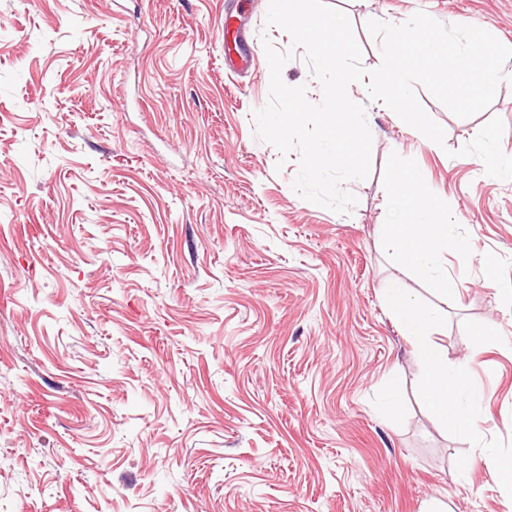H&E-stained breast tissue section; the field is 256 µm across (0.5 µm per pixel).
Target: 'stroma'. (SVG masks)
Wrapping results in <instances>:
<instances>
[{
    "label": "stroma",
    "instance_id": "35a3bbf8",
    "mask_svg": "<svg viewBox=\"0 0 512 512\" xmlns=\"http://www.w3.org/2000/svg\"><path fill=\"white\" fill-rule=\"evenodd\" d=\"M326 2L369 69L368 20L420 10L512 47V0ZM268 4L0 0V512H512L484 464L512 453V180L455 154L496 115L512 156V82L464 119L416 86L441 146L352 86L372 171L338 214L254 133L266 57L228 63L290 46ZM400 174L448 223L447 298L377 246ZM390 279L438 309L480 441L422 409Z\"/></svg>",
    "mask_w": 512,
    "mask_h": 512
}]
</instances>
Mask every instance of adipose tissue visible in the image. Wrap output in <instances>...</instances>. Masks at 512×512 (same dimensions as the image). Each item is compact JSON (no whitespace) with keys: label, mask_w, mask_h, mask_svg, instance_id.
<instances>
[{"label":"adipose tissue","mask_w":512,"mask_h":512,"mask_svg":"<svg viewBox=\"0 0 512 512\" xmlns=\"http://www.w3.org/2000/svg\"><path fill=\"white\" fill-rule=\"evenodd\" d=\"M401 196L413 215L406 224H383L378 229L381 249L411 267L427 280L438 294L448 291V270L444 266L448 251V226L436 219L434 201L415 196L413 177L397 179ZM392 318L405 331L411 350L423 368L422 403L430 416L452 430L468 427L470 410L479 392L467 380L462 369L449 366L448 358L435 340L441 323L438 312L422 306L409 288L397 280L383 290Z\"/></svg>","instance_id":"adipose-tissue-1"}]
</instances>
